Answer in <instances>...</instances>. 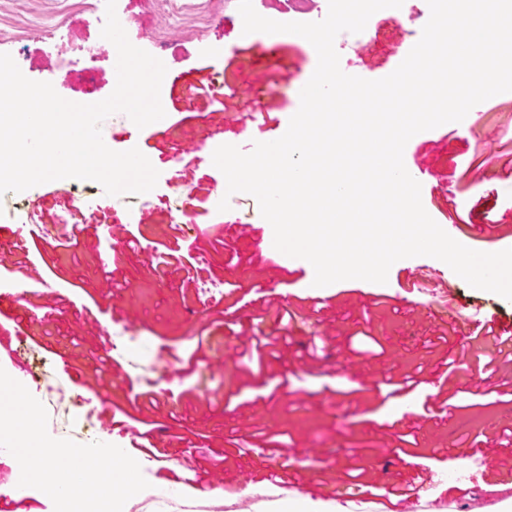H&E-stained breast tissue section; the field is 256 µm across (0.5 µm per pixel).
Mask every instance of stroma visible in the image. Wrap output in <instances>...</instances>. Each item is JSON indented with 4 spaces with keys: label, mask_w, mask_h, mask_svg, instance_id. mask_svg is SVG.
Returning a JSON list of instances; mask_svg holds the SVG:
<instances>
[{
    "label": "stroma",
    "mask_w": 512,
    "mask_h": 512,
    "mask_svg": "<svg viewBox=\"0 0 512 512\" xmlns=\"http://www.w3.org/2000/svg\"><path fill=\"white\" fill-rule=\"evenodd\" d=\"M218 15L171 27L169 0H122L130 42L160 58L167 67L162 89L167 119L137 128L116 113L101 129L109 148L135 144L158 170L147 196L106 195L96 182L74 180L76 192L90 196L94 217L84 223L74 256L42 246L22 255L6 226L24 222L27 200H35L38 221L63 224L70 217V197L53 194L43 184L0 196L1 266L19 281L38 270L47 287L25 289L0 299V352L19 354L11 363L18 379L30 371L41 382L64 389L66 398L46 402L49 433L64 432L86 443L95 424L108 422L112 433L131 443L141 420L155 428V482L187 496L207 499L225 486L249 489L262 481L271 450L262 438L277 436L288 451L289 483L305 487L312 512H325L334 490L361 469L358 489L377 495L396 483L418 481L434 496L469 498L470 485L435 474L471 463L460 441L483 433L498 437L512 431V400L489 402L485 376L444 380L427 371L413 392L384 400L383 381L400 380L424 356L427 340L442 335L424 305L442 310L448 303L435 284L445 278L455 289L462 313L482 311L512 327V301L470 287L441 260L418 256L395 262L386 283L344 280L325 287L313 284L305 260L273 246V229L256 198L238 192L230 208H213L218 170L210 148L216 143L250 152L254 142L285 133V119L300 106L299 93L317 66V53L299 36H243L238 0H215ZM10 31L39 36L40 52L28 56L29 79L52 83L63 98L84 104L112 92L114 60L104 51L81 65L68 64L44 24L64 19V36L74 50L94 45L100 13L71 7L70 0H11L0 12ZM371 50L344 66L349 75L381 79L397 67L411 38L406 24L386 15L370 17L365 27ZM231 91L212 103L211 85ZM479 122L462 132L455 123L420 132L404 150L408 168L432 173L421 200L427 213L446 225L445 214L458 210L486 227L490 242L466 240L468 248L497 252L512 247V183L499 179L507 162L502 153L506 128H512V92L474 107ZM194 225L185 233V225ZM190 255L184 266L160 271L163 254ZM421 269V283L410 272ZM208 279L224 285V300L203 308L194 285ZM286 303L296 317L287 345L265 373L251 372L243 353L250 336L279 335L267 309ZM132 329L139 343L131 353L112 354L115 329ZM226 339L227 353L207 350L191 373L177 374L150 386L139 367L167 347L173 363L192 351L198 337ZM320 357H305L312 342ZM232 374H225V367ZM154 390L158 405L135 411V393ZM457 391L461 406L455 420L423 415L422 404L434 392ZM92 400L94 417L85 421L79 399ZM132 417H125V410ZM413 431L416 457L398 459L387 448L393 430ZM194 459L193 469L178 466L180 456Z\"/></svg>",
    "instance_id": "stroma-1"
}]
</instances>
